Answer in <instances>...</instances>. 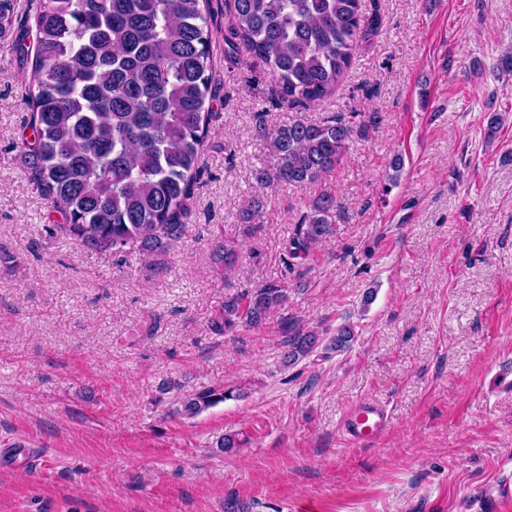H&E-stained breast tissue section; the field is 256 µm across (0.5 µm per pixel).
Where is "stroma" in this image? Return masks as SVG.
Returning a JSON list of instances; mask_svg holds the SVG:
<instances>
[{"label":"stroma","instance_id":"stroma-1","mask_svg":"<svg viewBox=\"0 0 512 512\" xmlns=\"http://www.w3.org/2000/svg\"><path fill=\"white\" fill-rule=\"evenodd\" d=\"M380 27L327 102L277 103L213 0L214 131L188 232L160 269L88 250L31 181L17 145L30 64L0 49V440L21 437L42 470L0 468V512H512L477 488L512 484V0H362ZM336 114L349 123L335 170L301 188L258 187L259 124ZM498 116L488 135L490 116ZM402 157L397 184L390 164ZM333 237L288 269L283 243L322 193ZM264 199L256 229L238 205ZM238 254L225 272L211 240ZM270 282L286 303L218 335L225 295ZM371 304H364L366 292ZM284 365L288 337L340 326ZM241 396L185 418L205 387ZM376 398L393 414L367 446L343 415ZM241 445L221 450L225 436Z\"/></svg>","mask_w":512,"mask_h":512}]
</instances>
